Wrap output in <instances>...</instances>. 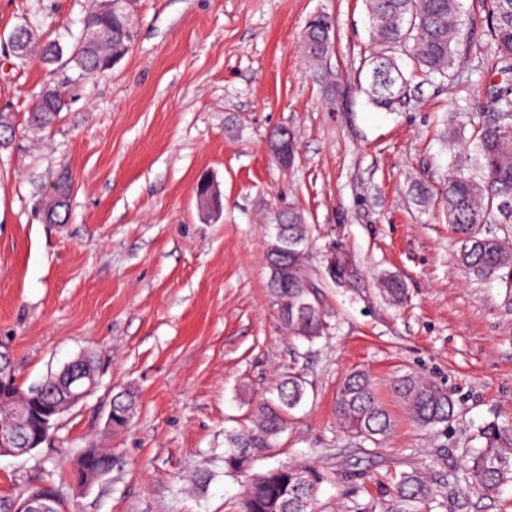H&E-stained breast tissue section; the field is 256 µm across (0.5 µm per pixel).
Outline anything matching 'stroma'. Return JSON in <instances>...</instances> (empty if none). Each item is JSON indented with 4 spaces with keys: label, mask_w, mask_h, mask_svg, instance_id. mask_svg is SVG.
Segmentation results:
<instances>
[{
    "label": "stroma",
    "mask_w": 512,
    "mask_h": 512,
    "mask_svg": "<svg viewBox=\"0 0 512 512\" xmlns=\"http://www.w3.org/2000/svg\"><path fill=\"white\" fill-rule=\"evenodd\" d=\"M101 0H0V38L18 24L39 41L71 42ZM462 81H412L395 111L369 104L358 72L374 46L365 0H134V37L109 71L71 80L72 97L44 130L26 123L45 79L38 56L0 45V109L15 136L0 149V341L22 385L42 381L86 350L99 385L59 416L50 443L0 456V497L57 480L67 512H240L244 475L224 470V434L250 424L282 375L305 398L275 448L252 464H311L325 480L314 512H376L401 473L426 467L442 495L432 512H512V484L493 496L455 490L466 457L492 421L512 425V313L504 287L469 274L439 206L421 209L414 183L442 189L453 158L445 114L485 103L477 68L487 46L481 0H461ZM335 20L325 69L301 51L308 18ZM290 127L293 165L267 149ZM73 176L66 219L41 203L61 168ZM204 173L223 211L203 215ZM300 211L305 263L327 322L306 344L282 325L268 293L273 217ZM341 243L362 280L339 288L324 255ZM402 277L403 304L379 279ZM368 371L395 420L377 444L345 434L335 414L344 377ZM446 388L454 417L429 430L392 389L406 373ZM136 395L130 425L107 423L115 395ZM122 464L89 490L64 477L87 448Z\"/></svg>",
    "instance_id": "obj_1"
}]
</instances>
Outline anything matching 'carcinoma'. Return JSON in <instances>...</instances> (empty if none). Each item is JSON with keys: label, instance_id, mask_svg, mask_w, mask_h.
Instances as JSON below:
<instances>
[{"label": "carcinoma", "instance_id": "1", "mask_svg": "<svg viewBox=\"0 0 512 512\" xmlns=\"http://www.w3.org/2000/svg\"><path fill=\"white\" fill-rule=\"evenodd\" d=\"M372 19L375 52L364 61L367 86L364 91L372 105L393 111L407 99L411 77L444 82L454 75L462 44L460 0H365ZM490 40L487 62L480 73L489 77L506 75L488 83L490 104L481 112L456 104L447 119L450 145L471 161L474 173H465L462 164H453L442 197L438 200L448 224L458 235L457 261L473 275L495 279L506 288L505 308L512 312V240L483 234L487 224L512 226V0H484ZM131 0H122L121 10L89 12L71 47L61 42L44 45L42 60L78 71L80 76L103 73L116 64L114 56L125 55L133 40L126 24ZM15 56L23 58L31 50L34 33L23 25ZM334 19L315 13L305 24L301 44L306 62L327 66L333 49ZM412 65L406 76L398 61ZM68 83L47 84L29 112L32 125L45 128L67 107ZM71 179L64 175L55 192L43 202V213L57 223L66 209ZM291 223L283 225L288 246V281L269 277L268 287L279 306L282 323L297 338L312 343L324 335L326 322L319 301L308 288L304 264L308 227L304 216L291 209ZM326 273L339 286H354L359 279L357 265L341 246L331 251ZM385 297L400 303L406 298L402 279L386 274L380 279ZM395 389L414 422L429 428L444 424L455 414V401L447 390L423 377L404 374ZM305 395L304 381L290 373L276 387L273 398L259 402L252 413V426L224 434V471L242 473L252 460L273 449L287 426V415ZM136 404L132 392L122 393L112 404V429L129 423ZM336 419L346 433L377 443L387 438L393 421L379 401L371 375L364 370L349 373L336 395ZM481 448L465 461L460 481L482 496H491L512 483V426L496 422L480 431ZM323 482L321 471L311 465H280L248 477L241 499V512H312V504ZM438 484L419 470L404 472L395 483L392 496L380 512H431L437 500Z\"/></svg>", "mask_w": 512, "mask_h": 512}]
</instances>
